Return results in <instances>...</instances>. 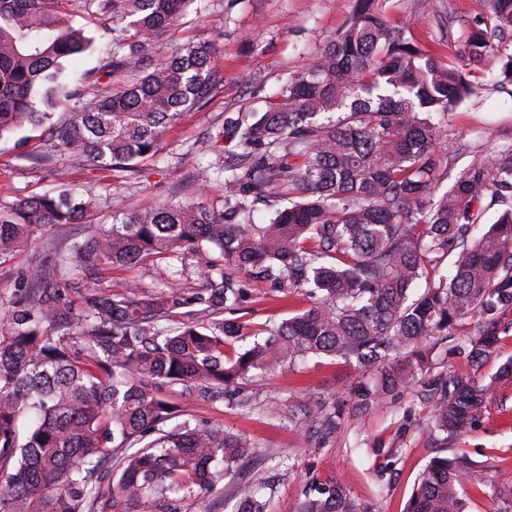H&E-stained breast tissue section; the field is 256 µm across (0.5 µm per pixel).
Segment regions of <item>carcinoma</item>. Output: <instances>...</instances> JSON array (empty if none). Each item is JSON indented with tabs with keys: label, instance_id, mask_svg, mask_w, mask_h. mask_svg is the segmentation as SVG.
I'll return each instance as SVG.
<instances>
[{
	"label": "carcinoma",
	"instance_id": "cac0c4a2",
	"mask_svg": "<svg viewBox=\"0 0 512 512\" xmlns=\"http://www.w3.org/2000/svg\"><path fill=\"white\" fill-rule=\"evenodd\" d=\"M196 0H0V139L42 130L47 151L15 147L43 162L82 151L111 178L140 172L162 150L163 129L204 106L224 82L208 41H188L152 59L154 41ZM463 30L466 60L424 53L385 15L382 0L353 12L312 66L293 75L261 111L228 115L213 137L219 161L201 172L192 203L163 202L95 224L57 257L61 279H90L152 260L169 291L146 293L115 281L67 288L31 284L10 301L0 332V512H175L171 504L215 488L238 463L259 456L255 441L208 425L153 392L182 385L202 397L233 393L254 372L268 374L310 356L367 368L392 355L406 366L356 388L369 410L395 390L419 385L431 399L426 425L441 444L481 416L493 382L468 373L429 377L432 345L465 336L474 367L497 351L500 319L512 313V144L454 170L458 148L434 141L477 92L474 71L492 55L512 86V0H485ZM85 23L78 25L74 17ZM112 34L96 65L73 81L64 62L95 51L88 27ZM63 109L69 117L52 120ZM238 152L224 161V141ZM224 175V208L204 200ZM504 209L473 235L486 198ZM267 203L254 220L251 202ZM99 206L59 172L44 194L0 201V260L37 233L76 224ZM195 257L206 294L181 295L171 260ZM453 257V270L443 267ZM235 272L278 288L310 286L313 305L243 337L221 318L246 298ZM206 317L201 322L199 318ZM322 438L342 415L321 396L295 397ZM468 462L434 457L419 473L407 512H468L460 480ZM482 492L512 512V488ZM237 512H268L242 485ZM296 512H367L339 482L305 495Z\"/></svg>",
	"mask_w": 512,
	"mask_h": 512
}]
</instances>
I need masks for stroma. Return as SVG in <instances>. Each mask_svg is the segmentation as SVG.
<instances>
[{
    "label": "stroma",
    "instance_id": "1",
    "mask_svg": "<svg viewBox=\"0 0 512 512\" xmlns=\"http://www.w3.org/2000/svg\"><path fill=\"white\" fill-rule=\"evenodd\" d=\"M354 0H199L155 45L154 54L177 44L205 40L215 47L214 61L224 72V86L203 107L183 113L162 136L167 146L159 161L143 164L138 175L115 180L83 156H62L48 164L23 159L13 138L0 140V200L51 191L56 169L68 170L78 188L100 196L93 221L111 223L113 214L144 205L195 199V176L216 160L207 138L222 126L224 115L263 109L289 75L314 63L339 26L351 14ZM389 19L406 27L425 51L460 57L462 30L480 17L483 0H441V23L429 21L416 0H384ZM481 92L460 107L448 125L447 148L468 144L460 157L491 154L512 143V96L497 87L493 65L477 72ZM84 227L69 224L36 234L16 257L0 262V331L7 327L8 302L25 287L31 274L55 283L54 257L82 239ZM247 298L242 308L225 312L227 321L253 334L268 321H280L311 307L303 288L280 290L242 280ZM495 356L481 368L494 391L468 433L439 446L424 430L431 403L417 388L392 396L361 413L355 408L358 382L376 383L384 370L404 365L390 358L382 367L361 369L331 358H310L290 369L266 374L242 385L248 407L228 396L203 399L188 388L165 386L161 396L188 408L197 419L248 436L261 447V457L245 461L210 494L178 503V512H233L234 488L247 483L270 500V512H296L306 490L346 480L353 497L371 512H405L419 472L439 454L465 457L475 466L463 478L469 512H499L500 502L483 494L482 481L512 485V328L500 333ZM325 396L343 410V423L327 439L308 433L288 419V403L300 392Z\"/></svg>",
    "mask_w": 512,
    "mask_h": 512
}]
</instances>
